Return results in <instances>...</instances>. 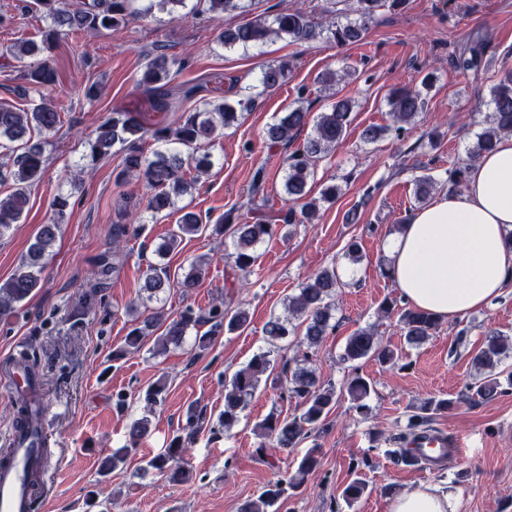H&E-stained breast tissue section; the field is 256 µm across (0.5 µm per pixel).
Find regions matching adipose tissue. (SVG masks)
Listing matches in <instances>:
<instances>
[{
  "label": "adipose tissue",
  "instance_id": "adipose-tissue-1",
  "mask_svg": "<svg viewBox=\"0 0 512 512\" xmlns=\"http://www.w3.org/2000/svg\"><path fill=\"white\" fill-rule=\"evenodd\" d=\"M382 260L410 307L440 320L474 313L512 281V134L467 171L459 194L408 213L382 245ZM447 483L398 491L388 512H457Z\"/></svg>",
  "mask_w": 512,
  "mask_h": 512
}]
</instances>
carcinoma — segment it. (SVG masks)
Segmentation results:
<instances>
[{
  "label": "carcinoma",
  "mask_w": 512,
  "mask_h": 512,
  "mask_svg": "<svg viewBox=\"0 0 512 512\" xmlns=\"http://www.w3.org/2000/svg\"><path fill=\"white\" fill-rule=\"evenodd\" d=\"M138 0H84L78 6L70 7L67 0H36L51 21L41 43L29 39L17 41L0 53L10 56L19 63L25 58L37 56L56 47V42L65 31H83L96 34L110 30L127 22L128 17L150 16L154 10L173 12L177 9H190L196 12V6H188L189 0H148V4L137 8ZM204 11L217 18L227 11L244 8V0H203ZM349 8L343 15H355L357 19L341 22L339 20L324 26L314 20V16L301 10L285 11L276 14L272 20L265 18L241 24L223 32L222 42L229 48H239L244 52L258 46L269 38L286 39L290 43H306L321 35L343 46L362 39L366 24L375 17L376 11L383 6V0H348ZM169 61L161 53L147 62L137 87L152 99L157 111H171L175 97L174 89L169 86ZM287 76L284 64L266 66L260 76V83L266 87L280 85ZM24 77L31 89L39 91L53 85L56 72L47 61L27 65ZM252 104V97L240 98L232 104L228 101L207 103L201 111L182 115L175 125H158L147 131L128 112L112 111L97 128L94 138L87 146L92 158H101L112 153L114 146H121L124 152L122 170L118 178H132L143 182L150 190L146 210L156 214L176 207L179 198L191 193L199 175L211 167V155L201 153V146L213 141L218 129L228 127L238 120L240 107L246 109ZM393 124L385 126L371 125L364 129L362 137L366 143H375L385 135H401L404 126L414 124L424 112L425 99L421 92L412 89L393 91L388 99ZM489 105L491 112L486 116L476 143L470 150L468 162L450 172L449 182L459 188L465 181L469 162L490 150L504 134H512V72H505L490 90ZM354 102L340 99L331 104L329 111L321 112L312 124V132L306 143L292 151L285 159L284 192L287 204L276 212H268L251 224H226L219 220L208 226L192 212L183 214L177 224L167 233L155 249L163 259L177 250L183 239L196 235L206 228H212L217 236L231 237L234 251L227 254L231 272L229 276L237 281H245L255 273L258 259L257 248L280 229L311 221L319 210V202L336 198V186L325 187L320 197L310 196L308 183L313 179L318 162L335 150L344 139ZM310 112L302 107L289 110L267 130L271 144L288 146L297 132L309 125ZM61 113L46 102L35 105L29 110L9 105H0V181L10 179L13 182L11 192L0 198V239L10 233L25 211L29 210L30 188L43 173L46 141L33 140V133H50L61 125ZM150 133L159 147L148 153L142 145L145 133ZM195 170L196 175L187 173ZM265 168H258L253 175L247 211L253 210L256 195L264 190ZM415 196L424 203L436 189L437 179L430 173L417 175L413 179ZM69 198L60 196L54 203V213L50 222L40 227L34 241L30 244L24 260L12 276L0 283V318L12 314L16 306L25 301L41 284V274L45 260L56 241L61 225L65 223ZM207 263L199 258L193 259L187 271L173 274L163 262L148 267L143 290L146 300L156 306L149 308V314L140 318L125 337L124 344L112 353V360L124 358L131 350L141 349L147 342H153L150 353L161 354L169 348H180L186 342L188 332L199 325L208 323L210 329L201 336H195L194 348L206 350L213 342L216 333L224 331L235 333L250 325L248 312L240 307H232L233 298L214 303L207 312L197 314L191 309L185 310L177 318H170L162 306L163 298L173 288L189 292L203 281ZM345 287L337 263L325 267L307 278L298 291L288 297V317H277L267 322L264 328L267 343L271 349L260 352L243 367L236 370L224 383V412L220 425L224 431H230L239 421V414L245 410L249 401L259 389L262 377L271 365V353L278 343L286 340L291 333L292 321H300L302 337L300 343L308 348L319 346L329 331L336 310V297ZM400 324L406 339L411 344L425 341L437 328L439 319L432 314L406 308L400 312ZM512 352V337L497 331H490L476 353L472 364L476 369L471 380L465 385L464 395L475 402L495 399L503 392V385L512 386V371L500 368L502 361ZM372 357L386 365L396 359V352L381 340L371 328L360 329L348 337L340 355L343 363H354L365 357ZM285 380L284 392L298 401L300 412L283 417L278 413H269L256 430L261 436L271 440L282 449L295 448L304 440L315 437L324 429V421L336 403V386L320 380L314 369L300 363V360H288L282 366ZM345 391L354 404L355 411L367 419L371 414L366 399L373 386L369 380L353 372L344 385ZM454 401L445 397L431 396L416 406L405 429L397 434L395 443L399 448L386 450V454L397 462H404L411 452L407 444L428 433L435 432L430 425L433 416L451 408ZM43 403L40 402L38 383L30 378L28 388L18 398V409L13 421V429L18 438L37 440L44 455H49L46 440L40 425ZM149 432V420L145 417L132 423L128 431L126 444L103 458L100 472L109 474L112 469L124 462L127 453L136 448ZM187 449L183 448L181 438L172 440L165 452L151 457L144 471H154L171 482L181 483L190 476L182 459ZM318 445H313L300 460L294 474L270 482L263 486L257 497L246 502L240 512H269L280 500L297 493L305 484L307 477L319 466ZM368 492V485L359 477L351 479L343 488L341 496L348 505H353Z\"/></svg>",
  "instance_id": "1"
}]
</instances>
